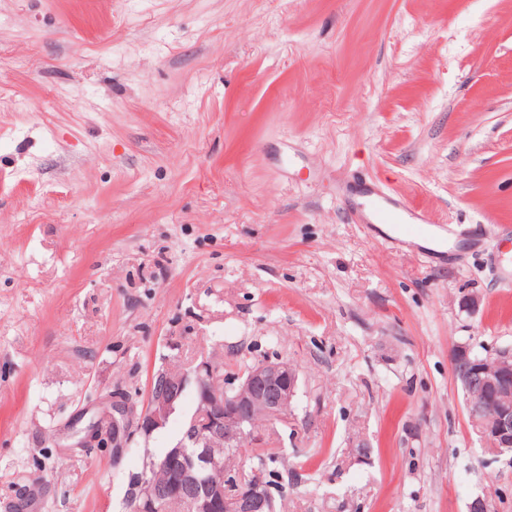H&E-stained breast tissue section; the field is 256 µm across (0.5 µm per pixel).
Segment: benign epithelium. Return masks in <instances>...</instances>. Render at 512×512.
I'll list each match as a JSON object with an SVG mask.
<instances>
[{
	"label": "benign epithelium",
	"instance_id": "1",
	"mask_svg": "<svg viewBox=\"0 0 512 512\" xmlns=\"http://www.w3.org/2000/svg\"><path fill=\"white\" fill-rule=\"evenodd\" d=\"M472 349L459 346L452 356L454 374L470 390L466 410L471 428L485 450L495 457L512 453V348H495L471 359ZM223 366L202 360L187 372L160 373L150 385L146 407L139 410L133 396L114 391L107 409L84 429V446L112 447V462L120 463L136 432L149 435L164 427L188 386H193L199 407L187 420L183 439L164 455L160 466L170 481L157 484L147 474L136 478V512H160L175 499L190 503L191 512H271V494L264 477L256 475L235 496L227 487L240 471L224 469V456L212 448L216 440L226 448L261 447L264 431L288 414L296 395L299 373L281 359L261 358L247 372L222 384ZM224 470V482L203 478L206 471Z\"/></svg>",
	"mask_w": 512,
	"mask_h": 512
}]
</instances>
